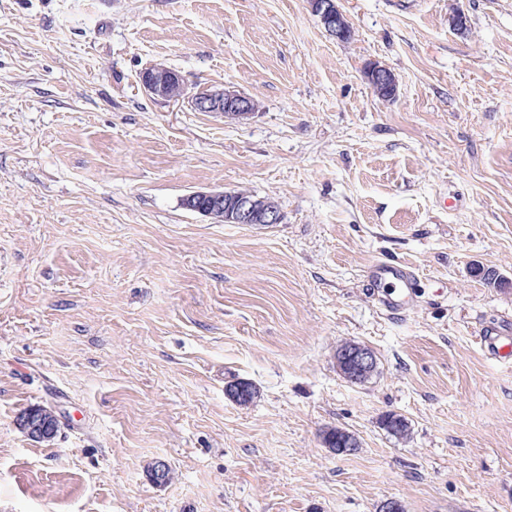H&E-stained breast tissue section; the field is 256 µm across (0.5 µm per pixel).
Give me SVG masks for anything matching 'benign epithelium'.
Returning <instances> with one entry per match:
<instances>
[{"instance_id": "benign-epithelium-1", "label": "benign epithelium", "mask_w": 512, "mask_h": 512, "mask_svg": "<svg viewBox=\"0 0 512 512\" xmlns=\"http://www.w3.org/2000/svg\"><path fill=\"white\" fill-rule=\"evenodd\" d=\"M311 12L319 17L328 35L338 39L350 27L347 16L336 0H308ZM364 78L375 93L384 91L396 95L395 77L390 69L378 63L367 65ZM182 78L172 69L157 64L140 74L144 91L154 98L172 99V89L181 85ZM195 106L205 112H215L231 120H243L253 114L254 101L231 90H214L196 101ZM185 208L211 218H227L231 224H277L280 212L273 208L261 209L249 195L229 191H195L183 199ZM336 362L345 369L347 378L355 381L370 373L377 364L374 351L355 341H346L336 352ZM59 420L55 413L42 414L38 408L25 411L19 427L31 439L42 440L56 435Z\"/></svg>"}]
</instances>
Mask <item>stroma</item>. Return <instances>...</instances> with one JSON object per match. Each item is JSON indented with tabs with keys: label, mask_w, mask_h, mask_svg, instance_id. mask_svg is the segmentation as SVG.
<instances>
[{
	"label": "stroma",
	"mask_w": 512,
	"mask_h": 512,
	"mask_svg": "<svg viewBox=\"0 0 512 512\" xmlns=\"http://www.w3.org/2000/svg\"><path fill=\"white\" fill-rule=\"evenodd\" d=\"M338 5L346 42L307 0H0V512H512V360L479 344L512 285L475 274L512 282V0ZM158 63L186 97L144 92ZM225 88L254 114L194 111ZM209 190L282 220L183 207ZM381 261L414 272L397 315ZM37 405L52 441L17 426ZM364 78L370 89L377 95L390 91V98L396 95V81L390 69L378 63H370L364 71ZM394 88V90H391ZM195 191L183 199L185 208L204 216L224 220V211L230 224H277L281 220L278 203L271 197H258L249 192ZM250 195L262 203L273 205L260 209ZM278 209V210H277ZM336 352V364L345 370V375L352 381L370 373L377 364L374 351L355 341H346Z\"/></svg>",
	"instance_id": "obj_1"
}]
</instances>
